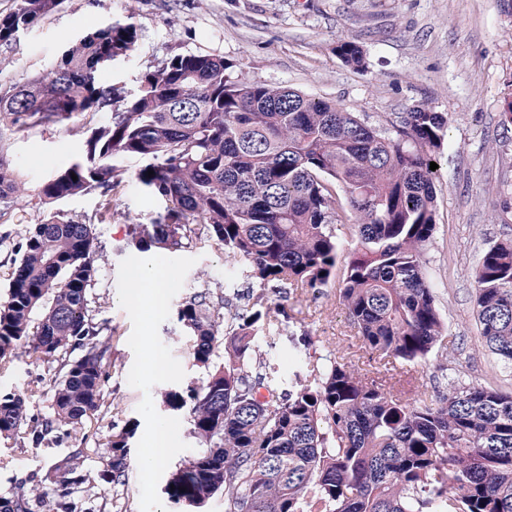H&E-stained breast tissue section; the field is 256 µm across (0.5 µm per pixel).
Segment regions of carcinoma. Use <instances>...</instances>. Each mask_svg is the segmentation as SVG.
I'll return each instance as SVG.
<instances>
[{"instance_id":"cac0c4a2","label":"carcinoma","mask_w":512,"mask_h":512,"mask_svg":"<svg viewBox=\"0 0 512 512\" xmlns=\"http://www.w3.org/2000/svg\"><path fill=\"white\" fill-rule=\"evenodd\" d=\"M63 3L15 0L0 15V45ZM137 41L135 23H110L73 39L48 72L0 80V125L25 131L108 113L39 194L50 202L106 195L120 181L119 159H146L136 178L167 206L153 223L133 225L129 245L175 253L206 235L257 285L242 305L232 301L238 284L226 282L177 309L201 376L160 393L165 409L188 411L198 441L167 481L170 501L203 504L222 493L224 512H512V395L459 380L437 395L394 392V363L418 366L437 349L448 359L424 261L436 224L430 163L448 118L416 108L391 137L329 101L243 82L232 63L203 53L169 57L126 97L101 71ZM335 52L363 68L356 43L339 41ZM29 191L0 152V203L18 205ZM338 224L357 237L345 259ZM19 252L0 305V359L24 347L60 362L59 378L43 417L28 414L24 394L0 392V437L62 443L101 407L109 377L111 337L88 313L95 236L54 215L24 230ZM334 280L380 368L371 376L321 351L283 388L262 350L264 332L289 319L271 295L317 292ZM475 308L479 344L511 370V238L483 254ZM112 428L101 477L122 485L136 425ZM83 458L77 448L49 483L10 489L0 512L72 505L71 489L86 481Z\"/></svg>"}]
</instances>
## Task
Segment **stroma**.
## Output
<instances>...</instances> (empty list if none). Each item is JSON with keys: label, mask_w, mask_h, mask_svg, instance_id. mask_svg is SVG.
Listing matches in <instances>:
<instances>
[{"label": "stroma", "mask_w": 512, "mask_h": 512, "mask_svg": "<svg viewBox=\"0 0 512 512\" xmlns=\"http://www.w3.org/2000/svg\"><path fill=\"white\" fill-rule=\"evenodd\" d=\"M133 20L135 49L113 62L104 77L134 91L141 74L179 53L224 57L246 82L284 85L335 101L368 125L394 132L403 113L427 107L448 116L436 174L434 242L425 259L439 312L454 350L453 373L462 381L512 392V373L501 369L478 343L474 276L490 242L512 237V127L500 112L512 99V0H65L62 8L16 42L0 46V77L21 81L46 72L67 42L100 26ZM345 39L361 46L366 67L344 65L334 47ZM106 113L90 112L63 123L23 132L0 128L7 152L32 192L21 205L0 212V303L19 260L27 225L49 214L90 225L96 237L95 275L89 314L112 336L116 367L99 411L77 437L33 447L19 437L0 438V492L29 476H42L73 449L84 451L87 481L73 497L78 512H182L164 492L172 471L194 453L197 441L187 412L164 409L163 389L186 386L199 375L189 338L178 322L181 301L203 283L237 278L222 247L203 238L176 253H146L126 245L131 223L150 224L166 207L136 179L142 162H120L123 179L112 193V214L102 218L103 199L91 191L47 205L37 187L75 159L83 130ZM158 265L173 277L166 307H134L126 294L134 269ZM291 322L273 335L269 358L287 371L294 354L290 334H308L354 365L368 368L372 354L355 337L338 288L315 296L296 292L282 300ZM165 366L150 369L151 356ZM440 357L405 368L426 393L448 389ZM57 361L18 348L0 363V391L25 395L29 413L49 412ZM134 421L125 484L99 481L113 424ZM172 429L173 455L144 471L138 457L154 423Z\"/></svg>", "instance_id": "stroma-1"}]
</instances>
